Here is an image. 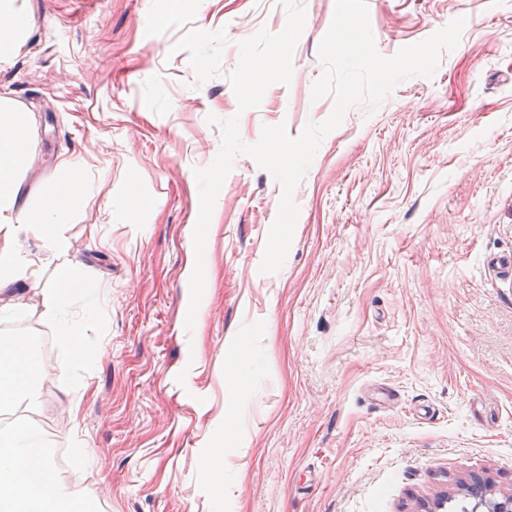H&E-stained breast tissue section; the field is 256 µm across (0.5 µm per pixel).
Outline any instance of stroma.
<instances>
[{"label": "stroma", "instance_id": "1", "mask_svg": "<svg viewBox=\"0 0 512 512\" xmlns=\"http://www.w3.org/2000/svg\"><path fill=\"white\" fill-rule=\"evenodd\" d=\"M290 84L239 110L225 77L240 41L277 33V0H26L32 33L0 95L27 113L22 200L61 160L88 187L63 231L67 256L0 334L33 338L39 399L0 410L53 441L57 475L95 512H417L480 478L512 494V0H367L379 54L453 19L466 24L432 78L373 115L348 111L293 192L300 209L276 273L259 271L282 194L236 158L212 213L211 278L186 327L195 169L221 146L208 115L298 135L335 0H303ZM225 31L223 75L197 82L172 46ZM86 286L68 309L84 349L47 315L61 267ZM219 451L222 489L203 471Z\"/></svg>", "mask_w": 512, "mask_h": 512}]
</instances>
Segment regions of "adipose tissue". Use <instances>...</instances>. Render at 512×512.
I'll list each match as a JSON object with an SVG mask.
<instances>
[{
  "label": "adipose tissue",
  "instance_id": "ef3b65f1",
  "mask_svg": "<svg viewBox=\"0 0 512 512\" xmlns=\"http://www.w3.org/2000/svg\"><path fill=\"white\" fill-rule=\"evenodd\" d=\"M29 15L24 0H0V62L17 53L29 38ZM32 161L25 112L12 98L0 97V225L18 234L35 228L40 253L21 255L0 250V287L18 280L36 281L47 258L67 252L61 227L72 203L87 187L86 170L64 161L61 175L44 181L38 209H19L22 172ZM37 348L28 337H0V404L31 400L37 395ZM49 441L26 426L0 430V512H70L73 495L57 476Z\"/></svg>",
  "mask_w": 512,
  "mask_h": 512
}]
</instances>
